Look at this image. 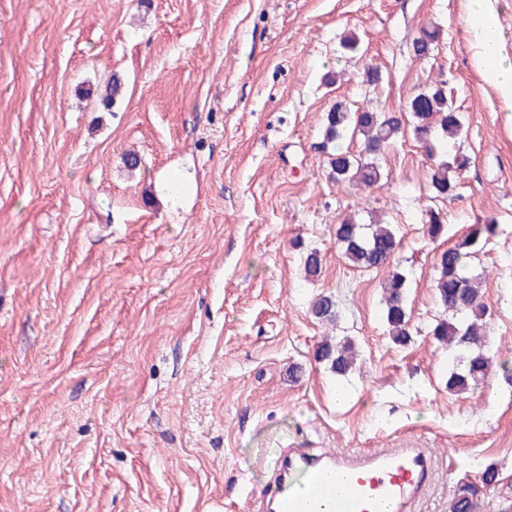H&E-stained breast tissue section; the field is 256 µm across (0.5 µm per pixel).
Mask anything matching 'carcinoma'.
Wrapping results in <instances>:
<instances>
[{"mask_svg":"<svg viewBox=\"0 0 512 512\" xmlns=\"http://www.w3.org/2000/svg\"><path fill=\"white\" fill-rule=\"evenodd\" d=\"M437 32L425 30L413 44L414 53L422 58L430 53ZM123 83L117 76L100 95L98 107L110 111L121 94ZM410 125L415 140L433 157L437 153L434 140L442 135L453 138L462 130L459 113L448 107V97L442 86L420 92L408 98L402 112H377L370 107L351 110L338 103L325 116L324 149L330 153V177L338 185L373 186L381 180L377 156L394 138ZM364 138L365 157H354L342 146L349 133ZM470 159L456 154L450 161H441L431 174V188L438 197L453 191V174L469 165ZM496 226L485 224L472 230L461 241L440 252L437 263L436 290L440 306L448 317L436 321L432 335L455 351L454 367L448 377V389L463 393L483 381L491 359L485 330L486 306L481 301L475 278L467 266L481 234L491 237ZM336 243L353 267L363 271H378L392 265L397 247L395 230L389 224H359L345 218L335 229ZM305 275L315 277L322 269L320 253L312 249L303 259ZM384 319L391 341L404 346L410 341L409 317L406 307V276L393 271L381 282ZM313 317L329 324L337 323L336 301L330 295H319L311 301ZM315 357L329 363L338 376L346 375L354 362V345L346 339L336 343L324 338L315 350ZM474 492L470 486H460L450 506V512H475Z\"/></svg>","mask_w":512,"mask_h":512,"instance_id":"obj_1","label":"carcinoma"}]
</instances>
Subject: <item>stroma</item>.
I'll return each instance as SVG.
<instances>
[{
	"instance_id": "stroma-1",
	"label": "stroma",
	"mask_w": 512,
	"mask_h": 512,
	"mask_svg": "<svg viewBox=\"0 0 512 512\" xmlns=\"http://www.w3.org/2000/svg\"><path fill=\"white\" fill-rule=\"evenodd\" d=\"M466 13L467 0H0V512H260L284 449L408 440L437 462L419 512H448L462 481L478 512L512 503V127ZM115 75L122 96L95 110ZM441 83L464 118L448 151L470 158L453 196L433 194L409 133L377 185L331 180L334 104L397 112ZM181 174L193 189L174 208L158 183ZM430 210L447 226L435 242ZM349 214L397 232L406 346L387 335L383 272L336 245ZM487 223L470 269L493 368L459 394L430 333L436 263ZM307 249L323 256L312 280ZM320 294L337 326L312 316ZM326 335L356 345L345 377L314 358Z\"/></svg>"
}]
</instances>
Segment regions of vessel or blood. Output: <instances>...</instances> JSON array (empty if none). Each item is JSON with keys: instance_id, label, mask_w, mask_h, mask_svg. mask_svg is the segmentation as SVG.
Returning a JSON list of instances; mask_svg holds the SVG:
<instances>
[{"instance_id": "vessel-or-blood-1", "label": "vessel or blood", "mask_w": 512, "mask_h": 512, "mask_svg": "<svg viewBox=\"0 0 512 512\" xmlns=\"http://www.w3.org/2000/svg\"><path fill=\"white\" fill-rule=\"evenodd\" d=\"M275 471L268 512H418L435 463L429 449L410 444L347 453L291 448Z\"/></svg>"}]
</instances>
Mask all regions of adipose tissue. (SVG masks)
Wrapping results in <instances>:
<instances>
[{
	"label": "adipose tissue",
	"instance_id": "1",
	"mask_svg": "<svg viewBox=\"0 0 512 512\" xmlns=\"http://www.w3.org/2000/svg\"><path fill=\"white\" fill-rule=\"evenodd\" d=\"M468 22L475 65L484 80L496 88L506 122L512 126V59L502 54L493 37V0H469Z\"/></svg>",
	"mask_w": 512,
	"mask_h": 512
}]
</instances>
